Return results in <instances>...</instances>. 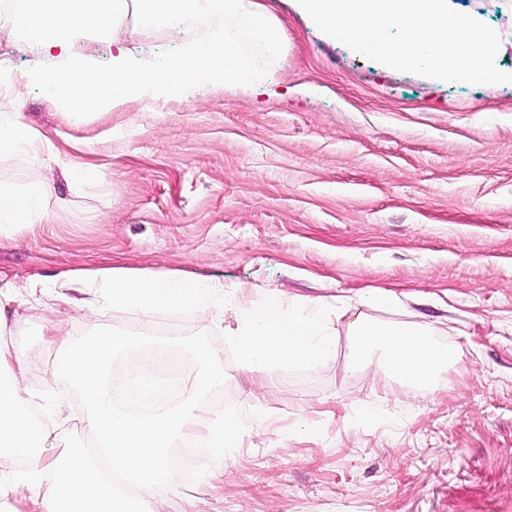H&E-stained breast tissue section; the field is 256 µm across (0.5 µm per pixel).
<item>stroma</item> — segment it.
<instances>
[{"label":"stroma","instance_id":"stroma-1","mask_svg":"<svg viewBox=\"0 0 512 512\" xmlns=\"http://www.w3.org/2000/svg\"><path fill=\"white\" fill-rule=\"evenodd\" d=\"M263 2L286 48L260 90L229 84L77 119L30 79L66 63L0 38V95L56 154L46 223L0 230V295L18 303L5 340L27 351L33 409L56 425L47 453L83 447L71 428L86 414L54 380L47 322L63 321L74 344L96 327L154 341L140 314L95 292L58 289L47 309L30 283L120 265L331 302L377 288L396 298L379 318L437 325V343L457 349L440 390L374 387L377 359L360 358L351 309L333 355L270 367L276 388L252 399L233 313L220 327L157 313L188 371L199 342L222 361L209 406L244 429L224 474L196 456L193 486L166 494V512H512V84L389 69L321 32L297 0ZM450 2L498 33L495 64L511 71L512 0ZM78 165L96 170L93 185L75 182Z\"/></svg>","mask_w":512,"mask_h":512}]
</instances>
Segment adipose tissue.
Returning a JSON list of instances; mask_svg holds the SVG:
<instances>
[{"mask_svg": "<svg viewBox=\"0 0 512 512\" xmlns=\"http://www.w3.org/2000/svg\"><path fill=\"white\" fill-rule=\"evenodd\" d=\"M12 20L23 37L61 57L70 56L79 33L104 34L117 45L126 28L165 31L174 38L186 25L203 31V39L172 56L133 63L121 51L106 70L73 66L61 77L62 89L51 95L72 117L118 110L144 97L166 100L206 92L222 82L255 87L285 49L279 22L259 0H18ZM0 154L25 157L38 168L53 158L41 134L17 111L0 113ZM52 191L50 181L39 176L22 186L0 181V227L42 223ZM61 284L95 289L110 305L139 312L148 325L155 313L169 308H191L216 323L223 322L225 309H233L230 333L254 375L266 374L274 364H309L336 349L333 309L320 301L302 303L280 292L249 300L239 287H205L169 272L122 266L73 270ZM354 303L364 310L353 329L359 348L378 346L385 352L378 386L428 385L455 360V350L434 343L430 332L370 317V310L393 306L389 294L365 291ZM47 331L60 347L54 378L79 389L96 451L72 449L46 458L52 428L34 418L22 395L25 356L0 345V450L22 457L26 465L21 473L0 472V500H27L31 512H161L155 490L180 488L182 468L173 452L179 439L204 441L215 470H223L224 451L237 445L242 428L238 417H213L206 403L224 384L223 366L208 348H198L199 371L177 399L134 414L123 407L107 376L122 344L119 337L99 329L73 345L62 339L60 324L50 323Z\"/></svg>", "mask_w": 512, "mask_h": 512, "instance_id": "obj_1", "label": "adipose tissue"}]
</instances>
